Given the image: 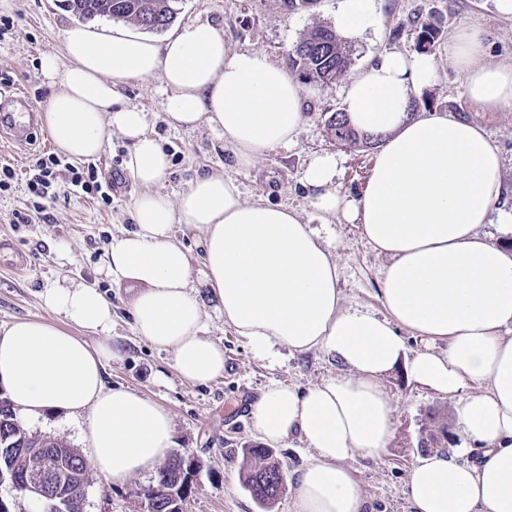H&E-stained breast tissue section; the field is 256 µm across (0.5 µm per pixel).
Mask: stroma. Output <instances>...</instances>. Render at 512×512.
<instances>
[{
  "label": "stroma",
  "mask_w": 512,
  "mask_h": 512,
  "mask_svg": "<svg viewBox=\"0 0 512 512\" xmlns=\"http://www.w3.org/2000/svg\"><path fill=\"white\" fill-rule=\"evenodd\" d=\"M340 0H319L310 10L290 11L281 0H181L177 25L208 21L224 31V42L233 50H250L274 62L287 59L288 51L313 26L330 25ZM377 25L346 36L352 50V73L384 51L417 53L415 16L429 18L440 30L432 51L438 66L436 83L417 96L420 110L453 111L481 122L498 142L505 160L504 180L512 188V111L488 115L479 112L465 94L458 74L448 66V37L464 22L486 28L491 36L488 60L512 63V18L499 15L493 0H373ZM11 17L14 26L0 38V79L8 89L27 93L34 110H41L52 89L43 80L39 64L43 55L62 54L66 30L75 22L61 0H0V16ZM342 83L318 87L308 102L307 121L297 145L290 151L274 150L256 166L236 172L246 196L266 195L276 202L309 210L306 191L299 182L306 160L329 151L341 157L336 182L342 192L359 191L371 168L374 148H345L327 132L329 118L342 108ZM125 100L143 108L149 128L171 159L170 174L163 188L177 200L197 173L230 167L224 140L207 128L177 131L166 122L165 94L159 78L134 82L123 88ZM47 129H39L34 141L21 146L0 134V164L16 174L10 191L0 194V326L18 319L56 321L43 304L39 292L46 281L73 278L97 284L111 301L112 342L123 358L105 370L107 384H123L160 402L171 414L174 453L193 457L199 466L186 512H262L243 485V451L259 447L250 427L249 402L257 398L271 380L288 381L302 387L341 373V365L319 352L283 356L277 364L256 359L245 340L223 320L210 317L209 334L224 346L223 377L206 386L184 382L166 350L141 339L128 311L131 293L112 284L103 270L104 252L113 235L131 229V209L141 192L126 167L133 151L129 140L111 135L105 151L96 157L99 173L118 187L111 205L92 199L59 200L47 219L19 224L15 214L30 202L26 173L34 161L52 153ZM68 248L75 264L63 263L59 248ZM336 261L341 270L340 288L345 302L380 310L377 298L382 260L353 224L336 227ZM24 271H16V261ZM396 406V435L385 453L375 460L354 459L350 465L363 482L375 512H409L404 494L412 466L422 451L421 430L428 421L448 425L456 437L449 456L465 459L468 440L455 420L454 403L419 389L402 372L385 380ZM150 476H140L115 486L97 472H90L84 512H144L136 495Z\"/></svg>",
  "instance_id": "obj_1"
}]
</instances>
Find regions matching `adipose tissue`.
I'll use <instances>...</instances> for the list:
<instances>
[{
  "label": "adipose tissue",
  "instance_id": "obj_1",
  "mask_svg": "<svg viewBox=\"0 0 512 512\" xmlns=\"http://www.w3.org/2000/svg\"><path fill=\"white\" fill-rule=\"evenodd\" d=\"M489 34L463 24L449 37L448 63L479 111L512 109V63L487 62ZM65 55L43 56L53 92L42 112L56 150L74 160L100 156L111 133L132 142L126 166L143 191L133 227L113 237L103 268L132 291L137 334L165 349L179 376L206 385L224 374V346L208 334L203 304L276 362L281 349L320 351L342 373L302 388L270 381L250 421L263 443L299 440L307 461L288 478L292 512H367L369 499L350 459L380 457L394 437V403L383 386L395 369L421 389L456 402L471 441L459 461L418 458L406 483L411 512H512V243L484 227L512 225L503 157L484 124L449 112L412 110L436 77L427 54L385 52L344 87L343 110L379 146L360 191L341 192L338 157L310 156L300 175L322 216L306 224L298 207L246 199L238 181L197 175L170 203L159 191L170 159L123 86L160 77L168 124L209 128L224 138L232 165L255 166L290 150L306 123L305 86L282 64L226 47L207 22L180 27L164 43L129 27L74 25ZM358 225L384 263L381 311L344 303L333 224ZM195 232L202 251L193 275L174 225ZM43 304L63 324L18 320L0 327V386L19 416H80L92 467L115 485L155 470L170 454L174 423L156 400L106 385L118 359L109 335L112 303L92 285L51 281ZM417 334L407 352L401 330ZM98 342H90V335ZM446 350H436V343Z\"/></svg>",
  "mask_w": 512,
  "mask_h": 512
}]
</instances>
